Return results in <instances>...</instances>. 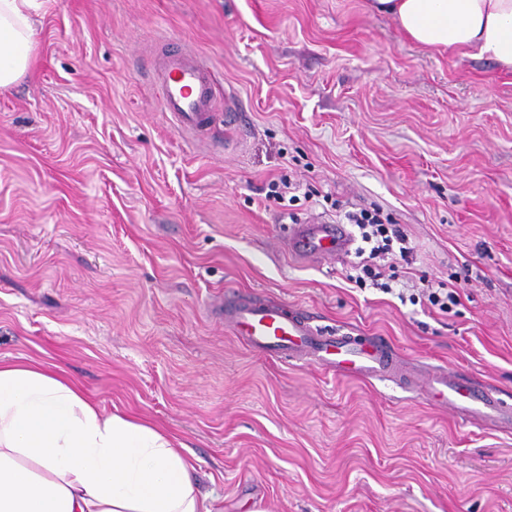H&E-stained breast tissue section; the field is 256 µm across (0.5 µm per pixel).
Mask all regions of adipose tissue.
Wrapping results in <instances>:
<instances>
[{"label":"adipose tissue","instance_id":"ef3b65f1","mask_svg":"<svg viewBox=\"0 0 512 512\" xmlns=\"http://www.w3.org/2000/svg\"><path fill=\"white\" fill-rule=\"evenodd\" d=\"M51 0H0V89L31 68ZM416 45L512 72V0H366ZM186 445L142 419L105 413L61 367L0 362V512H216Z\"/></svg>","mask_w":512,"mask_h":512}]
</instances>
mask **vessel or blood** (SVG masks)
Returning a JSON list of instances; mask_svg holds the SVG:
<instances>
[{
	"label": "vessel or blood",
	"instance_id": "b4317fda",
	"mask_svg": "<svg viewBox=\"0 0 512 512\" xmlns=\"http://www.w3.org/2000/svg\"><path fill=\"white\" fill-rule=\"evenodd\" d=\"M161 108L182 131L196 134L213 129L216 89L207 67L192 53L167 56L160 67ZM288 252L297 259L342 256L352 252L354 239L345 225L311 222L292 225L284 238ZM224 322L255 351L291 362L363 380L384 379L423 392L437 407L462 419L502 428L512 427V406L485 385L463 378L447 368H431L411 380L402 373L389 342L344 334L322 335L310 318L277 305H261L246 294L226 296Z\"/></svg>",
	"mask_w": 512,
	"mask_h": 512
}]
</instances>
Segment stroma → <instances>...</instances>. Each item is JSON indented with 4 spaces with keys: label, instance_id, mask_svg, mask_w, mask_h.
Wrapping results in <instances>:
<instances>
[{
    "label": "stroma",
    "instance_id": "stroma-1",
    "mask_svg": "<svg viewBox=\"0 0 512 512\" xmlns=\"http://www.w3.org/2000/svg\"><path fill=\"white\" fill-rule=\"evenodd\" d=\"M177 52L210 67L237 134L164 115ZM283 176L286 208L265 197ZM359 207L407 233L400 281L454 277L455 314L348 282L355 255L281 249L291 221ZM228 290L512 403V74L419 49L364 0H52L0 92L1 360L175 433L220 512H512V431L255 353Z\"/></svg>",
    "mask_w": 512,
    "mask_h": 512
}]
</instances>
